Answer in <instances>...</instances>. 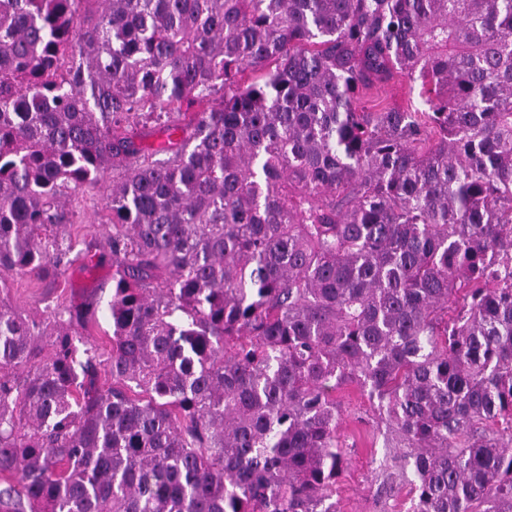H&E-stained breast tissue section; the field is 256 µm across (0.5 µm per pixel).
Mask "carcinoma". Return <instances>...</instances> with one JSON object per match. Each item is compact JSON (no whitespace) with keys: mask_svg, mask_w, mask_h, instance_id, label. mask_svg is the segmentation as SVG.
<instances>
[{"mask_svg":"<svg viewBox=\"0 0 512 512\" xmlns=\"http://www.w3.org/2000/svg\"><path fill=\"white\" fill-rule=\"evenodd\" d=\"M109 174L110 348L0 307L5 512H337L349 385L512 512V0H0V283ZM412 85L406 77H399L391 82L376 85L360 93L357 105L368 108L375 103L374 101L379 100L391 105H406L409 99H414L416 96V91L412 93Z\"/></svg>","mask_w":512,"mask_h":512,"instance_id":"1","label":"carcinoma"}]
</instances>
